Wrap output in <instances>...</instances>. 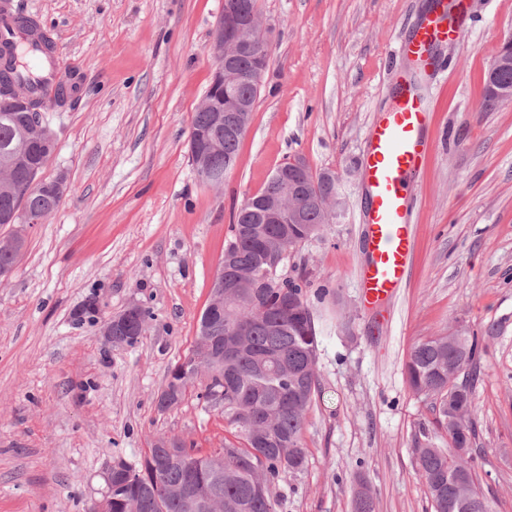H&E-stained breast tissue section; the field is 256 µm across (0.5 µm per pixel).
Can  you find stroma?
<instances>
[{
  "label": "stroma",
  "instance_id": "1",
  "mask_svg": "<svg viewBox=\"0 0 512 512\" xmlns=\"http://www.w3.org/2000/svg\"><path fill=\"white\" fill-rule=\"evenodd\" d=\"M22 2L54 28L79 90L44 112L57 147L43 176L65 175L62 201L21 227L0 285V512H88L113 461L137 463L161 437L203 454L223 446L231 427L197 389L170 410L157 398L195 344L234 208L293 157L331 172L344 204L279 267L330 295L307 465L273 488L276 512H353L362 485L375 512H431L415 450L449 438L404 363L458 326L483 345L466 417L476 485L494 512H512V103L478 109L512 0H469L467 25L439 48L445 66L422 82L434 150L412 179L407 282L379 312L357 280L361 163L412 68L399 47L426 0H258L268 70L219 188L198 181L188 135L224 0ZM133 304L149 312L137 343L105 344L104 323Z\"/></svg>",
  "mask_w": 512,
  "mask_h": 512
}]
</instances>
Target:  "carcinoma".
<instances>
[{
	"label": "carcinoma",
	"instance_id": "cac0c4a2",
	"mask_svg": "<svg viewBox=\"0 0 512 512\" xmlns=\"http://www.w3.org/2000/svg\"><path fill=\"white\" fill-rule=\"evenodd\" d=\"M28 71L10 58L0 70V165L11 167L8 183H0V226L27 224L44 219V210L55 193L29 190L33 169L45 168L51 155L41 143L47 128L40 101L17 91ZM490 80L512 89V64L491 70ZM241 137L220 138V148L208 156L214 169L224 172L236 164ZM334 190L326 173L309 171L305 193L325 198ZM257 213L246 204L233 212L232 237L224 251L233 267L251 274L246 287L224 298V312L207 316L199 324L210 328V347L219 358L205 365V373L194 372L202 356L201 345L170 372L158 405L176 403V392L200 384L202 397L220 407L233 426V439L224 440L221 462L196 460V467L184 470L157 458L139 464L121 463L124 472L112 479V512H190L192 504L182 494L191 487H204L223 512H275L270 485L306 464L302 435L306 411L318 392L316 366L319 325L311 306L304 275L286 277L277 288V271L259 262L264 238L250 232ZM330 218L313 204L302 206L301 221L283 228L265 225L266 232L280 240L288 254L317 238ZM19 239H0V275L12 271ZM243 330L228 335L229 326ZM241 345L232 363L225 359L228 343ZM481 357L476 337L465 330H451L417 342L406 361L411 388L431 397L435 423L445 429L451 447L426 443L416 449L417 462L431 499L433 512H494L491 502L478 490L471 448L472 430L465 423L474 396L471 381ZM168 494L150 498L154 488Z\"/></svg>",
	"mask_w": 512,
	"mask_h": 512
}]
</instances>
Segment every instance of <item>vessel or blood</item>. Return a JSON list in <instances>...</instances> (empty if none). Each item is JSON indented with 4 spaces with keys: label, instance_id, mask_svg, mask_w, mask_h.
I'll list each match as a JSON object with an SVG mask.
<instances>
[{
    "label": "vessel or blood",
    "instance_id": "b4317fda",
    "mask_svg": "<svg viewBox=\"0 0 512 512\" xmlns=\"http://www.w3.org/2000/svg\"><path fill=\"white\" fill-rule=\"evenodd\" d=\"M466 0H435L412 37L400 50L420 68L435 66V48L458 37ZM28 49L41 73L35 90L43 102L56 100L60 87L71 84L52 30L23 8L20 0H0V49ZM428 108L408 81L391 91L389 108L373 124L363 157V211L366 257L358 281L368 307L392 300L409 273L414 250L411 224V179L433 150L424 135Z\"/></svg>",
    "mask_w": 512,
    "mask_h": 512
}]
</instances>
